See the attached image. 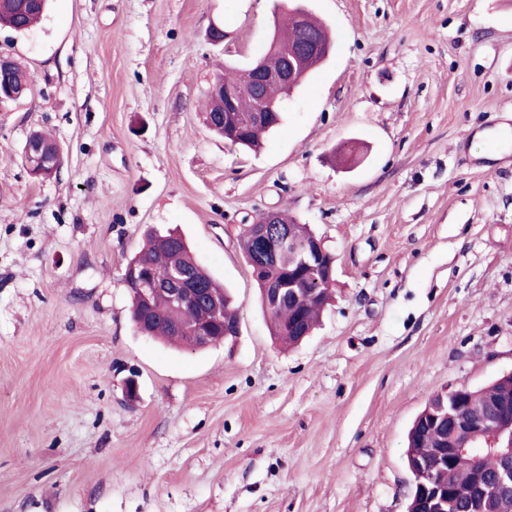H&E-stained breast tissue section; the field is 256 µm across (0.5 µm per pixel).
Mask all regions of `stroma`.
<instances>
[{"label": "stroma", "mask_w": 512, "mask_h": 512, "mask_svg": "<svg viewBox=\"0 0 512 512\" xmlns=\"http://www.w3.org/2000/svg\"><path fill=\"white\" fill-rule=\"evenodd\" d=\"M302 3L335 49L256 152L205 105L267 49L277 0H52L0 27L34 82L0 108V512H406L430 397L512 373V156L471 148L512 129V0ZM37 130L63 150L47 181ZM272 209L336 257L288 349L238 243ZM152 228L231 291L235 340L135 329L124 268ZM47 2V0L44 3L41 1L35 7H28L26 10L19 9L17 12L10 7L3 6L0 12V27H7L19 32L28 30L44 16ZM40 140L54 144L50 138L37 133ZM49 144H45L37 139L28 141L25 151V161L33 175H42L43 178H50L57 174L61 165V152L57 145L52 148Z\"/></svg>", "instance_id": "35a3bbf8"}]
</instances>
